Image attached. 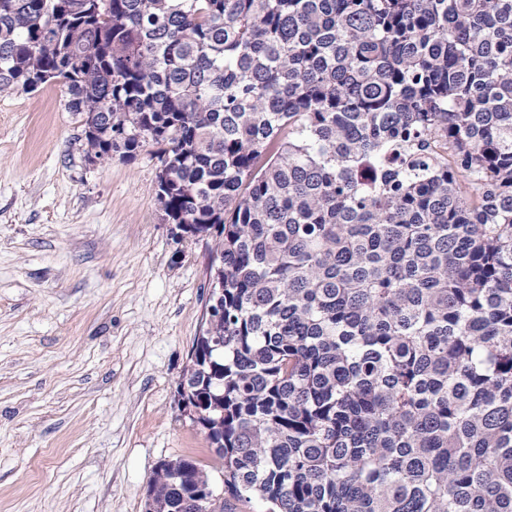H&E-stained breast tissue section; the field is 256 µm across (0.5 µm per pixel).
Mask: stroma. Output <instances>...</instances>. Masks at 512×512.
Instances as JSON below:
<instances>
[{"label": "stroma", "instance_id": "obj_1", "mask_svg": "<svg viewBox=\"0 0 512 512\" xmlns=\"http://www.w3.org/2000/svg\"><path fill=\"white\" fill-rule=\"evenodd\" d=\"M65 102L0 94V512H144L182 455L223 491L176 402L214 242L163 221L152 145L88 162Z\"/></svg>", "mask_w": 512, "mask_h": 512}]
</instances>
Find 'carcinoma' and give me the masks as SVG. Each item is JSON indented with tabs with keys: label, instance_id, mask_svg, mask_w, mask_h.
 <instances>
[{
	"label": "carcinoma",
	"instance_id": "obj_1",
	"mask_svg": "<svg viewBox=\"0 0 512 512\" xmlns=\"http://www.w3.org/2000/svg\"><path fill=\"white\" fill-rule=\"evenodd\" d=\"M48 83L220 228L177 386L213 512H512V0H0V93Z\"/></svg>",
	"mask_w": 512,
	"mask_h": 512
}]
</instances>
